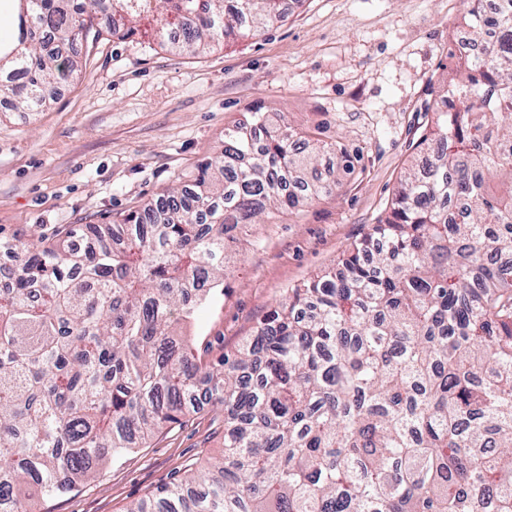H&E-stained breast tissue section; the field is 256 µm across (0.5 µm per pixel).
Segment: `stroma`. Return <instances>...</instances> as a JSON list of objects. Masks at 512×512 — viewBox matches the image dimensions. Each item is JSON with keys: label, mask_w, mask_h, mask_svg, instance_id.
I'll use <instances>...</instances> for the list:
<instances>
[{"label": "stroma", "mask_w": 512, "mask_h": 512, "mask_svg": "<svg viewBox=\"0 0 512 512\" xmlns=\"http://www.w3.org/2000/svg\"><path fill=\"white\" fill-rule=\"evenodd\" d=\"M466 0H283L264 34L185 54L159 21L80 46V64L40 112L0 103V238H53L65 224H107L142 209L216 157L228 126L318 130L354 170L242 239L224 290L189 329L202 359L231 354L288 289L332 267L385 220L433 109L460 75ZM224 417L209 404L95 478L44 497L36 512H124L191 463L220 457Z\"/></svg>", "instance_id": "35a3bbf8"}]
</instances>
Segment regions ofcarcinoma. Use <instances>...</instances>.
Instances as JSON below:
<instances>
[{"instance_id":"1","label":"carcinoma","mask_w":512,"mask_h":512,"mask_svg":"<svg viewBox=\"0 0 512 512\" xmlns=\"http://www.w3.org/2000/svg\"><path fill=\"white\" fill-rule=\"evenodd\" d=\"M474 51L385 222L288 289L243 347L206 363L177 332L224 287L238 229L336 190L309 134L224 128V151L120 224L0 239V512L97 473L202 391L224 455L126 512H512V0H468ZM197 53L253 37L282 0H0V94L43 109L144 16Z\"/></svg>"}]
</instances>
